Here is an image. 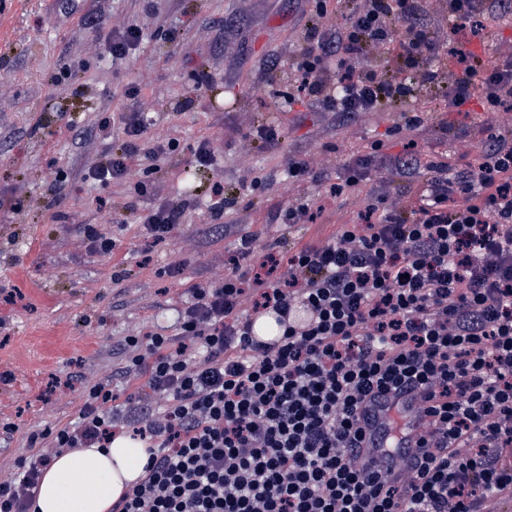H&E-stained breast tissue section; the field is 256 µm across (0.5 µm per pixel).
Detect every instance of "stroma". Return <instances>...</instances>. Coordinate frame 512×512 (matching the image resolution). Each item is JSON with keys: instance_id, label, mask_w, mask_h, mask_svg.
<instances>
[{"instance_id": "35a3bbf8", "label": "stroma", "mask_w": 512, "mask_h": 512, "mask_svg": "<svg viewBox=\"0 0 512 512\" xmlns=\"http://www.w3.org/2000/svg\"><path fill=\"white\" fill-rule=\"evenodd\" d=\"M421 3L419 21L442 47L443 82L415 84L408 102L387 111L345 115L300 93L290 67L303 48L308 0H83L76 13L64 0H12L0 27V476L31 455L32 432L77 421L86 386L110 381L121 367L125 337L177 335L190 288L223 277L241 235L288 255L356 222L369 198L400 196L423 182L424 168L403 174L394 158L443 155L462 168L483 151L490 118L476 101L466 116L443 111L444 81L457 70L455 51L487 62L512 48V6L483 0L475 37L466 27L452 31L448 0ZM96 15L116 31L142 28L125 60L107 58ZM63 67L69 83L53 84ZM202 78L208 88L198 95ZM133 83L143 89L136 98L126 94ZM105 111L149 113L155 134L176 140V150L134 162L127 179L89 180L109 152L96 134ZM409 112L422 113L421 126L405 128ZM262 123L280 128L278 147L249 139ZM203 139L215 153L208 167L194 161ZM374 142L382 164L342 196L319 182H288L289 157L333 174ZM146 167L153 190L141 197L134 185ZM60 168L68 175L61 200ZM255 177L261 186L243 190V179ZM218 181L228 203L219 227L205 207ZM17 198L18 212L10 207ZM295 198L311 203V223H279L277 212ZM182 201L188 207L172 237L147 244L132 210ZM90 228L116 239L112 254L92 250ZM179 262V278L160 276Z\"/></svg>"}]
</instances>
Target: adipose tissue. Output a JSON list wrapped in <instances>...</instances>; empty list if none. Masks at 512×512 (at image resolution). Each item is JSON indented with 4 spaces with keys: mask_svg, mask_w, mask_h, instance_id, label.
Wrapping results in <instances>:
<instances>
[{
    "mask_svg": "<svg viewBox=\"0 0 512 512\" xmlns=\"http://www.w3.org/2000/svg\"><path fill=\"white\" fill-rule=\"evenodd\" d=\"M144 443L116 436L107 448H76L54 457L32 512H110L127 485L144 475Z\"/></svg>",
    "mask_w": 512,
    "mask_h": 512,
    "instance_id": "ef3b65f1",
    "label": "adipose tissue"
}]
</instances>
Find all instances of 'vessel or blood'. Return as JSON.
<instances>
[{"label":"vessel or blood","mask_w":512,"mask_h":512,"mask_svg":"<svg viewBox=\"0 0 512 512\" xmlns=\"http://www.w3.org/2000/svg\"><path fill=\"white\" fill-rule=\"evenodd\" d=\"M421 391L404 389L366 400L359 409L364 437L357 450L359 466H393L390 482L404 496L414 475L420 441L429 418Z\"/></svg>","instance_id":"b4317fda"}]
</instances>
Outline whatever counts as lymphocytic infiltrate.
Masks as SVG:
<instances>
[{
    "label": "lymphocytic infiltrate",
    "instance_id": "lymphocytic-infiltrate-1",
    "mask_svg": "<svg viewBox=\"0 0 512 512\" xmlns=\"http://www.w3.org/2000/svg\"><path fill=\"white\" fill-rule=\"evenodd\" d=\"M312 3L293 67L325 110L410 97L409 83L367 67L374 54L437 80L440 46L418 0H356L336 32L321 24L327 0ZM459 63L449 111L477 88L487 114L512 111L511 52ZM485 131L462 170L396 158L429 173L413 205L370 199L357 223L286 258L242 237L223 278L191 288L179 337H126L119 377L131 392L94 384L77 425L30 435L38 450L0 478V512H29L54 456L126 428L150 456L112 512H501L512 502V142ZM97 134L111 144L90 173L103 183L176 147L140 112L102 113ZM266 312L282 329L271 341L253 334L252 314ZM403 385L425 390L430 421L402 502L389 471H360L354 449L359 404Z\"/></svg>",
    "mask_w": 512,
    "mask_h": 512
}]
</instances>
